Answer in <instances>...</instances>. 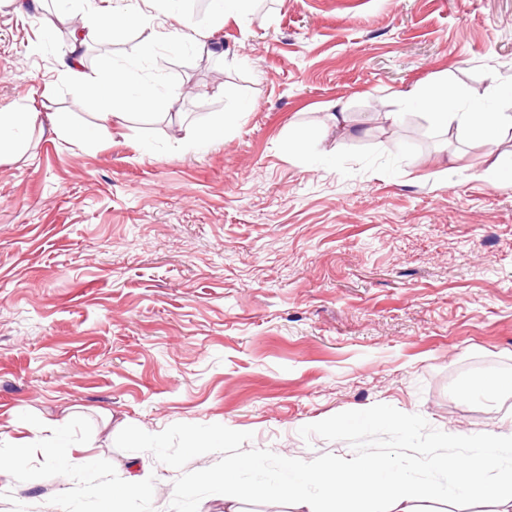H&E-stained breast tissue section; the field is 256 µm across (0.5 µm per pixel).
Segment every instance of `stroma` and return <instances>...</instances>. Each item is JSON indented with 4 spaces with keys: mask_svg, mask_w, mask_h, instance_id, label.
<instances>
[{
    "mask_svg": "<svg viewBox=\"0 0 512 512\" xmlns=\"http://www.w3.org/2000/svg\"><path fill=\"white\" fill-rule=\"evenodd\" d=\"M55 7L0 5V111L63 123L0 156V512H105L132 460L151 488L123 512H224L229 465L263 505L298 458L444 483L427 449L512 430V388L460 394L512 375V131L492 148L407 99L512 84V0L157 9L156 43L125 30L90 70L186 93L106 132Z\"/></svg>",
    "mask_w": 512,
    "mask_h": 512,
    "instance_id": "1",
    "label": "stroma"
}]
</instances>
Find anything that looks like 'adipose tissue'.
<instances>
[{"label":"adipose tissue","mask_w":512,"mask_h":512,"mask_svg":"<svg viewBox=\"0 0 512 512\" xmlns=\"http://www.w3.org/2000/svg\"><path fill=\"white\" fill-rule=\"evenodd\" d=\"M143 10L136 0H122L108 14H88L86 21L72 29L62 61L64 73L69 78V90L80 104L94 103L98 108L100 127H107L121 120V108L148 107L157 111L172 109L179 98L178 91L156 95L149 91L130 94L129 76L121 69L109 68L97 74H89L85 66V50L90 43L117 36L123 25L136 24L145 42H153L155 30L142 21ZM455 94L454 89H438L436 95L426 99L433 122L441 127L451 124L473 129L481 138L493 139L497 131L511 128L512 114L507 112H452L448 109ZM512 458V438L495 435L483 438L472 453L463 459L436 456L433 467L447 470L454 479L456 490L481 497L497 498L502 493L500 484L491 475L503 461ZM290 479L274 486V495L283 498H299L306 491L308 482L320 481L328 495L336 503V512H350L349 488L381 477L387 491V512H421L422 503L440 498L445 489L434 484L413 483L387 461L378 457L366 463L347 465L323 464L315 460H292L288 463Z\"/></svg>","instance_id":"ef3b65f1"}]
</instances>
